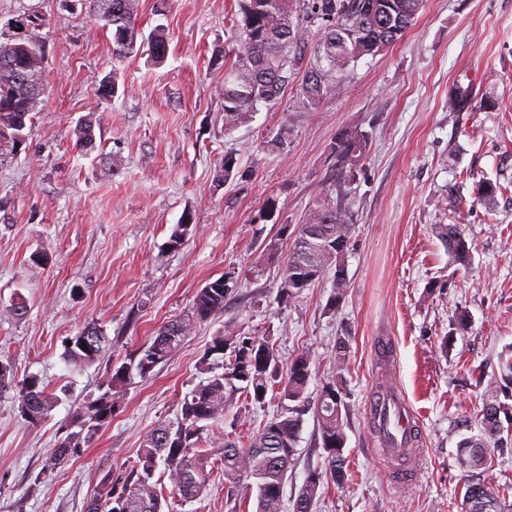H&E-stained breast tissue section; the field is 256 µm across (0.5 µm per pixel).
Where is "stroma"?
<instances>
[{"instance_id":"stroma-1","label":"stroma","mask_w":512,"mask_h":512,"mask_svg":"<svg viewBox=\"0 0 512 512\" xmlns=\"http://www.w3.org/2000/svg\"><path fill=\"white\" fill-rule=\"evenodd\" d=\"M236 11L235 0H140V29L161 24L168 34L167 60L155 66L143 49L115 58L88 0H0V37L17 36V20L38 14L46 54L33 127L0 161V358L15 381L36 374L72 393L35 426L15 391L0 393V512H86L103 475H120L142 435L175 417L229 322L270 337L281 362L311 351L312 395L336 372L338 337L348 341L347 476L325 486L315 512H461L469 472L457 445L478 433L486 389L512 348V0H425L400 40L350 62L332 96L308 102L294 74L276 103L229 131L224 69L210 60L235 44ZM112 74L118 94L99 99L97 80ZM464 88L470 110H450L449 94ZM86 117L96 135L87 156L74 135ZM283 128L287 151L268 149L266 138ZM347 128L367 137L370 153L343 181L331 145ZM228 156L236 166L225 178ZM485 180L501 187L490 206L475 198ZM329 185L355 224L346 296L331 305L327 275L282 301V260L267 245L303 223ZM187 219L193 231L169 249ZM440 224L459 226L468 265L452 261ZM223 275L232 288L223 312L127 386L90 447L44 471L77 401ZM18 296L29 306L20 320L6 311ZM90 322L109 343L94 364L68 369L62 342ZM391 381L419 425V453L406 461L388 455L368 424L369 399ZM273 411L237 403L209 438L221 446L233 429L248 439ZM318 441L305 415L285 504L321 466ZM413 468L417 483L395 487Z\"/></svg>"}]
</instances>
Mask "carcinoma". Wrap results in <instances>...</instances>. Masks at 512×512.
<instances>
[{
    "instance_id": "1",
    "label": "carcinoma",
    "mask_w": 512,
    "mask_h": 512,
    "mask_svg": "<svg viewBox=\"0 0 512 512\" xmlns=\"http://www.w3.org/2000/svg\"><path fill=\"white\" fill-rule=\"evenodd\" d=\"M240 37L233 49L235 60L224 66V129L232 130L257 110L271 104L288 87L289 73L305 66L302 91L313 103L331 96L337 74L351 61L373 55L400 39L414 24L424 0H237ZM138 0H90L92 20L112 32V54L124 58L136 44L125 43L127 32L138 28ZM316 38V61L304 62V48ZM35 56L15 46L14 40L0 43V116L11 129L9 140L0 141V155L15 148L31 129L33 112L43 90L45 52L35 37ZM141 44L148 46L152 62L162 63L169 52L168 36L161 25L154 27ZM328 67L321 65V60ZM75 148L88 155L96 149L95 124L86 120L75 130ZM367 138L356 130L338 134L331 153L348 176L366 158ZM298 232L289 242L283 261L279 296L290 302L301 297L316 281L334 270L332 302L346 296L348 283L342 256L354 232L350 210L320 193L308 210ZM438 235L454 260L466 264L470 248L455 224L439 225ZM230 278L221 276L201 288L191 310L161 325L129 359V366L111 372L96 397L89 396L73 410L74 430L50 449L47 467L77 455L110 422L114 400L135 375L148 378L167 361L195 329L224 310L231 293ZM88 342L82 349L76 336L68 337L65 362L73 369L94 363L108 339L95 323L85 324L77 336ZM315 365L308 351L297 355L277 381L280 362L275 343L268 337L252 336L233 323L214 336L199 361V373L206 375L179 400L176 423L159 422L141 438L135 464L114 478L107 473L100 491L87 512H162L161 482L155 480L164 467L173 489L183 502L198 499L206 490L214 471L224 472L231 495L253 491L256 512H282L283 486L297 452L304 415L317 420L324 463L308 472L292 512H311L324 484L341 483L345 478L343 450L347 436L342 407L346 380L342 373L327 379L314 400L306 394ZM11 366L0 360V392L13 386ZM15 387V386H13ZM21 416L31 425L44 421L59 397L48 390L36 374L15 387ZM264 405L276 403V413L239 445L232 434L224 435L220 452H207L205 431L224 419L226 411L239 400ZM508 406L499 401L497 385H489L479 423L480 434L461 439L457 447L460 464L470 470L487 465L491 454L503 449L504 426L500 415ZM464 512H509L499 489L479 478L468 481L463 499Z\"/></svg>"
}]
</instances>
